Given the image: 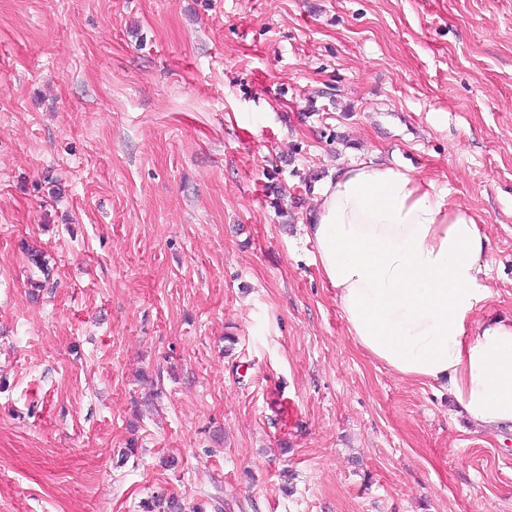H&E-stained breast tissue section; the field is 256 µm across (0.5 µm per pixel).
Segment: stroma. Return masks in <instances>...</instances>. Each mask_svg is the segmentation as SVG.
Wrapping results in <instances>:
<instances>
[{
    "label": "stroma",
    "instance_id": "35a3bbf8",
    "mask_svg": "<svg viewBox=\"0 0 512 512\" xmlns=\"http://www.w3.org/2000/svg\"><path fill=\"white\" fill-rule=\"evenodd\" d=\"M375 153L483 220L511 316L512 0H0V512H512V427L313 263Z\"/></svg>",
    "mask_w": 512,
    "mask_h": 512
}]
</instances>
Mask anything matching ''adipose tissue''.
<instances>
[{
  "label": "adipose tissue",
  "instance_id": "1",
  "mask_svg": "<svg viewBox=\"0 0 512 512\" xmlns=\"http://www.w3.org/2000/svg\"><path fill=\"white\" fill-rule=\"evenodd\" d=\"M306 239L358 345L401 376L446 384L472 422L512 425V318L468 333L491 294L477 215L375 158L321 182Z\"/></svg>",
  "mask_w": 512,
  "mask_h": 512
}]
</instances>
